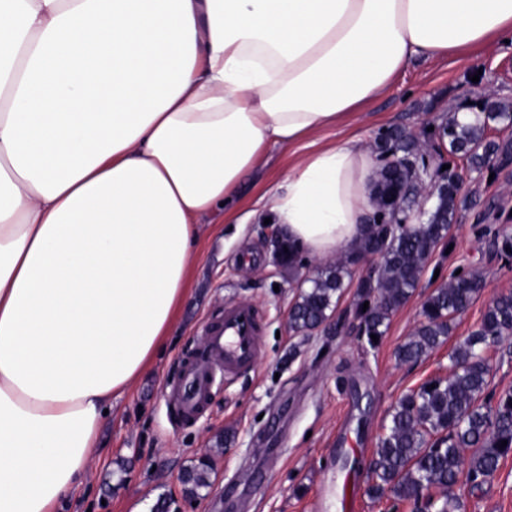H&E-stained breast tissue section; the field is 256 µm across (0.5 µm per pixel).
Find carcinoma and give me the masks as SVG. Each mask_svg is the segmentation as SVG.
I'll use <instances>...</instances> for the list:
<instances>
[{
  "instance_id": "obj_1",
  "label": "carcinoma",
  "mask_w": 512,
  "mask_h": 512,
  "mask_svg": "<svg viewBox=\"0 0 512 512\" xmlns=\"http://www.w3.org/2000/svg\"><path fill=\"white\" fill-rule=\"evenodd\" d=\"M481 107L473 119L462 122L458 112L438 118L434 130L417 136L395 128L380 133L374 149L383 159L411 156L424 167L425 146L435 138L446 147L450 168L462 159L470 169H491L490 162L512 154V143L488 139L490 124L512 125V102L496 97L480 98ZM400 176L382 165L374 191L371 222L356 248L334 261L322 263L315 274L298 282L297 296L290 308L289 327L298 336L309 337L330 326L332 315L351 280L353 268L368 253L382 249L384 258L373 275H362L358 287L364 289L356 317L367 343L371 335H386L391 315L413 295L434 252L449 243L456 223L461 183L453 176L443 181L434 194L432 206L425 210L418 227L389 235L383 226L393 216H418L419 195L401 187L397 195L389 192ZM498 249L512 255V234L485 227ZM481 278L462 271L434 289L422 306L423 321L401 344L395 356L402 363H416L427 357L449 336L454 315L465 311L475 300ZM369 303L363 308V303ZM512 335V291L497 295L487 306L479 327L457 341L449 355L448 376L426 381L396 402L389 412L385 432L379 438L369 463L340 453L342 466L367 465L372 475L369 496L375 500L391 497L412 505V512H462L463 504L453 493L460 478L478 487L490 481L500 462L512 455V392L496 401L487 398L491 368L484 349ZM507 441L501 446V441ZM210 465L202 459L184 474L189 494L208 486ZM434 489L447 494L436 498Z\"/></svg>"
}]
</instances>
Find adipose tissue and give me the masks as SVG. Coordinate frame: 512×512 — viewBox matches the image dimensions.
I'll return each instance as SVG.
<instances>
[{
  "label": "adipose tissue",
  "instance_id": "obj_1",
  "mask_svg": "<svg viewBox=\"0 0 512 512\" xmlns=\"http://www.w3.org/2000/svg\"><path fill=\"white\" fill-rule=\"evenodd\" d=\"M492 40L512 0H0V512H63L267 145ZM376 173L356 137L313 147L272 197L281 235L349 251Z\"/></svg>",
  "mask_w": 512,
  "mask_h": 512
}]
</instances>
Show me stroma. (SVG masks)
I'll use <instances>...</instances> for the list:
<instances>
[{
    "instance_id": "stroma-1",
    "label": "stroma",
    "mask_w": 512,
    "mask_h": 512,
    "mask_svg": "<svg viewBox=\"0 0 512 512\" xmlns=\"http://www.w3.org/2000/svg\"><path fill=\"white\" fill-rule=\"evenodd\" d=\"M486 86L512 98V51L494 42L473 60L413 64L364 112L317 140L340 142L354 134L369 148L387 128L420 131L449 104L467 106ZM304 151L300 143L269 145L226 223L204 225L167 346L150 371L113 400L94 461L66 512H412L406 502L370 499L364 470L351 477L358 490L353 507H346L338 444L348 439L370 459L398 398L430 377L447 376L456 338L478 327L494 296L512 291V257L479 234L487 224L512 231V155L499 158L493 173L469 172L451 251H436L414 295L372 347L359 331L353 283L330 330L306 340L289 328L298 279L319 262L299 255L292 274L272 265L270 228L260 209ZM459 269L480 273L479 295L456 318L450 339L419 362L399 363L395 351L420 324L426 297ZM233 303L252 305L264 317L256 364L217 375L197 416L178 420L174 389L182 366L197 355L206 324ZM205 455L210 485L200 496H186L182 476ZM455 492L464 512H512V456L490 482L478 488L463 482Z\"/></svg>"
}]
</instances>
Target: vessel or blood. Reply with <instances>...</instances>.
Returning <instances> with one entry per match:
<instances>
[{
    "instance_id": "b4317fda",
    "label": "vessel or blood",
    "mask_w": 512,
    "mask_h": 512,
    "mask_svg": "<svg viewBox=\"0 0 512 512\" xmlns=\"http://www.w3.org/2000/svg\"><path fill=\"white\" fill-rule=\"evenodd\" d=\"M261 315L248 304L225 307L221 320L210 323L200 343V355L184 364L179 413L197 415L214 383L215 369L235 373L253 366L260 347Z\"/></svg>"
}]
</instances>
